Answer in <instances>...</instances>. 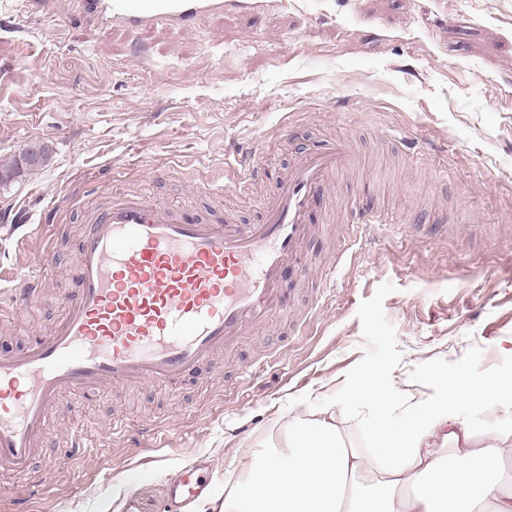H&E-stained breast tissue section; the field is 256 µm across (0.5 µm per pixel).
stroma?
I'll return each instance as SVG.
<instances>
[{"label": "stroma", "mask_w": 512, "mask_h": 512, "mask_svg": "<svg viewBox=\"0 0 512 512\" xmlns=\"http://www.w3.org/2000/svg\"><path fill=\"white\" fill-rule=\"evenodd\" d=\"M67 3L0 0V159L29 141L53 149L45 166L0 182V266L48 238L56 251L43 301L0 319V353L59 318L76 288L82 215L112 188L257 221L259 188L221 196L190 185L223 173L239 144L259 150L270 182L327 138L348 137L356 164L336 178L341 206L449 222L438 237L376 227L355 244L352 225H325L288 280L287 314L198 375L84 405L63 396L27 471L0 472V512L27 493L37 512H159L186 466L220 479L223 497L240 446L284 440L276 414L312 394L344 398L366 370L434 401L424 361L473 380L512 374V0H268L190 32L90 27ZM84 173L99 176L97 191L40 227ZM334 261V289L313 308V279ZM266 351L281 364L229 392ZM118 414L164 419L165 447L113 437ZM76 425L108 451L69 457Z\"/></svg>", "instance_id": "stroma-1"}]
</instances>
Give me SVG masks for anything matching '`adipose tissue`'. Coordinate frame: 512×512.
<instances>
[{"label":"adipose tissue","instance_id":"obj_1","mask_svg":"<svg viewBox=\"0 0 512 512\" xmlns=\"http://www.w3.org/2000/svg\"><path fill=\"white\" fill-rule=\"evenodd\" d=\"M427 372L443 408L365 372L349 401L290 414L283 443L240 449L228 495L202 496L196 512H512V378ZM489 395L484 426L455 414ZM349 419L369 447L346 442Z\"/></svg>","mask_w":512,"mask_h":512}]
</instances>
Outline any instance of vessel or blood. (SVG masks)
Instances as JSON below:
<instances>
[{
    "label": "vessel or blood",
    "instance_id": "1",
    "mask_svg": "<svg viewBox=\"0 0 512 512\" xmlns=\"http://www.w3.org/2000/svg\"><path fill=\"white\" fill-rule=\"evenodd\" d=\"M95 25L183 31L220 18L225 8L255 9L259 0H72ZM355 162L347 140L298 156L272 184L260 220L209 219L114 190L87 212L77 240L79 286L65 298L50 332L0 354V470L24 468L46 436L49 407L65 393L98 395L118 386L181 381L211 364L244 333L280 312L292 263L314 238L317 207L333 204L336 174ZM264 172L254 157L225 162L215 193ZM357 229L394 224L381 207L354 206ZM55 261L53 246L29 256L7 290L11 308L40 303ZM208 482L195 470L174 481L178 500H193Z\"/></svg>",
    "mask_w": 512,
    "mask_h": 512
}]
</instances>
